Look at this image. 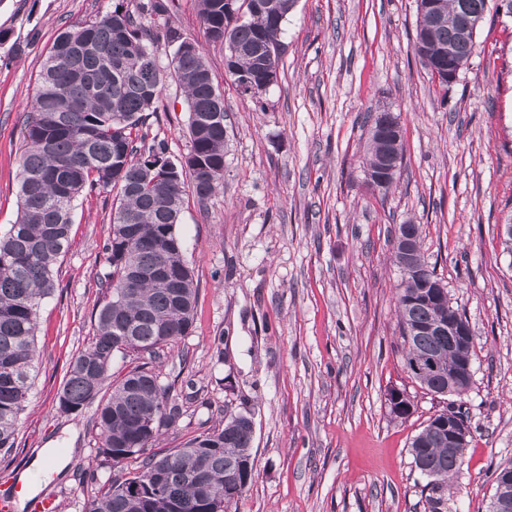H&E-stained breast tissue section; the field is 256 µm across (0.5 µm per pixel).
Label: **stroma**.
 Returning <instances> with one entry per match:
<instances>
[{
	"mask_svg": "<svg viewBox=\"0 0 512 512\" xmlns=\"http://www.w3.org/2000/svg\"><path fill=\"white\" fill-rule=\"evenodd\" d=\"M118 0H0V236L19 208L23 119L59 32ZM157 17L203 48L224 97V178L186 195L177 230L198 283L192 332L161 351L162 383L181 414L159 437L179 448L230 413L254 419L253 480L227 512H428L409 444L449 400L420 388L403 359L396 225L422 229L423 252L474 336L462 396L473 440L448 481L445 512H489L491 474L512 462V257L499 226L512 204V20L487 15L456 83L439 87L413 45L415 0H297L283 25L277 80L241 94L197 0ZM154 52L164 84L150 132L171 158L190 149L185 94ZM393 113L404 157L385 192L365 178L369 116ZM114 193L85 192L71 246L37 318L38 369L0 495L20 477L83 512L104 471L92 412L58 408L73 357L88 347L109 271ZM399 390L412 412L390 413ZM59 448L64 475L35 467Z\"/></svg>",
	"mask_w": 512,
	"mask_h": 512,
	"instance_id": "1",
	"label": "stroma"
}]
</instances>
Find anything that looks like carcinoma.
I'll use <instances>...</instances> for the list:
<instances>
[{"label": "carcinoma", "instance_id": "1", "mask_svg": "<svg viewBox=\"0 0 512 512\" xmlns=\"http://www.w3.org/2000/svg\"><path fill=\"white\" fill-rule=\"evenodd\" d=\"M445 16L441 24L429 15L417 18L416 32L427 41L414 44L422 65L453 48L457 64L466 66L475 37L463 33L459 5L483 19L489 0H436ZM209 41L224 43V0H198ZM138 15L123 4L94 21L60 32L45 58L39 86L24 122L26 149L20 162V216L0 236V460L15 448L16 424L25 410L36 370L37 311L54 291L53 272L70 246L71 215L79 197L95 188L115 191L112 233L105 247L111 272L104 279L106 296L97 312L90 345L69 363L58 395L59 409L80 415L96 406L94 427L99 453L109 468H132L123 480L98 482L86 512H214L224 503L229 484L244 482L253 468L254 429L250 414L224 415V426L203 432L181 448L156 447L161 428L180 416L172 402L173 384H163L144 362L121 378L109 398L101 396L116 354L155 353L188 336L193 327L198 284L183 256L177 230L184 195L204 201L224 177V100L217 91L201 47L181 39L171 28L144 23L165 12L162 0L137 4ZM283 28L271 15L254 12L231 28L239 52L234 83L258 76L259 40L276 46ZM177 44L172 68L188 105L191 142L186 164L169 166L167 147L159 141L140 153L136 140L155 111L164 77L154 45L159 38ZM388 113L378 112L369 136L370 172L392 137ZM414 238L418 272L401 277L397 298L405 345V367L419 386L446 395L448 380L438 373L415 374L414 361L432 355L450 371L469 347L448 350V337L422 336L413 328L437 314L429 299V279L437 278L421 249V227L399 224L392 243L400 262V236ZM165 267L160 276L133 280L136 271ZM410 401L391 392L390 413L404 418ZM412 462L427 479L428 512H443L448 479L459 471L465 447H448V439L429 425L412 438Z\"/></svg>", "mask_w": 512, "mask_h": 512}]
</instances>
